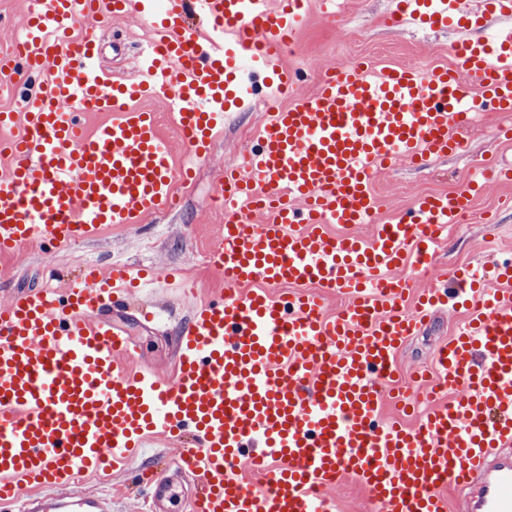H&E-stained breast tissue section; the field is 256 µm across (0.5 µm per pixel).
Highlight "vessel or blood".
<instances>
[{
    "instance_id": "vessel-or-blood-1",
    "label": "vessel or blood",
    "mask_w": 512,
    "mask_h": 512,
    "mask_svg": "<svg viewBox=\"0 0 512 512\" xmlns=\"http://www.w3.org/2000/svg\"><path fill=\"white\" fill-rule=\"evenodd\" d=\"M429 27L456 21L448 65L426 71L356 59L335 68L287 109L271 112L244 163L224 170V228L210 264L224 295L195 309L169 377L123 368L136 346L112 308L136 288L180 287L178 271L124 263L83 267L79 286L56 273L36 293L0 306V507L107 512L80 477L132 461L145 436L189 439L173 466L199 488L194 512H334L327 487L354 478L372 512H448L446 490L469 491L468 512H512V260L493 279L435 267L463 193L423 196L388 224L376 175L459 150L475 110L512 112V29L480 36L512 0H398ZM309 0H31L18 50L0 70L35 76L24 130L0 113V251L67 246L109 224L169 209L176 176L155 116L133 110L153 96L174 112L183 142L203 153L229 107L257 87L294 86L281 53ZM147 19L155 38L134 75L99 65L95 42L73 41L77 21ZM202 17L208 37L187 25ZM113 119L94 137L85 117ZM328 224L373 225L370 238L332 236ZM432 271L414 309L408 265ZM291 286L275 296L271 287ZM345 299L328 313L324 299ZM465 330L434 356L449 401L394 394L403 409L432 404L408 428L384 419L381 385L407 336L447 302ZM262 472L266 491L239 476ZM28 484L50 487L29 497Z\"/></svg>"
}]
</instances>
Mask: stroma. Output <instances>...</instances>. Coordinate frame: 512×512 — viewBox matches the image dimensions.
<instances>
[{
	"label": "stroma",
	"mask_w": 512,
	"mask_h": 512,
	"mask_svg": "<svg viewBox=\"0 0 512 512\" xmlns=\"http://www.w3.org/2000/svg\"><path fill=\"white\" fill-rule=\"evenodd\" d=\"M89 35L99 45L102 67L112 75L129 76L135 72L141 49L152 32L141 21L116 19L108 24L76 25L72 37L80 40ZM459 37V32L450 28L430 30L401 20L396 0H333L329 5L311 0L308 20L293 48L284 52L283 60L289 68L302 69L298 91L306 94L325 72L356 58L410 64L425 70L445 65L448 47ZM288 105V99L272 103L265 95H258L249 107L232 110L223 128L214 131L205 157L196 158L184 146L176 118L165 103L157 98L142 101V108L154 113L175 166L192 168L190 182L174 183L179 205L144 218L135 226L109 225L96 237L66 248L37 244L13 256L0 255V304L13 295L41 288L48 271L75 282L84 264L106 266L116 261L137 268L181 270L194 284L199 302L222 294L223 281L202 261L224 223V210L214 203L216 189L225 167L241 163L266 112ZM511 127L512 115L476 112L462 151L422 166L402 162L382 171L375 180L383 205L380 223L389 222L420 196L462 192L474 181L482 189L468 202L473 220L463 231L449 226L438 258L452 269L464 265L488 268L495 260L511 255L512 183L488 179L491 171L512 165V140L505 136ZM189 314V306L179 295L156 288L137 295L130 305L113 310L112 318L127 327L136 341V366L170 376L176 369L179 326ZM463 326L462 311H434L397 356L394 372L400 381H407L410 372L425 367L437 345ZM179 452V445L153 438L134 460L132 474L116 471L108 480L91 475L84 478L82 486L109 500L110 512H148L152 491L136 481L134 471L151 468L169 476V465Z\"/></svg>",
	"instance_id": "35a3bbf8"
}]
</instances>
